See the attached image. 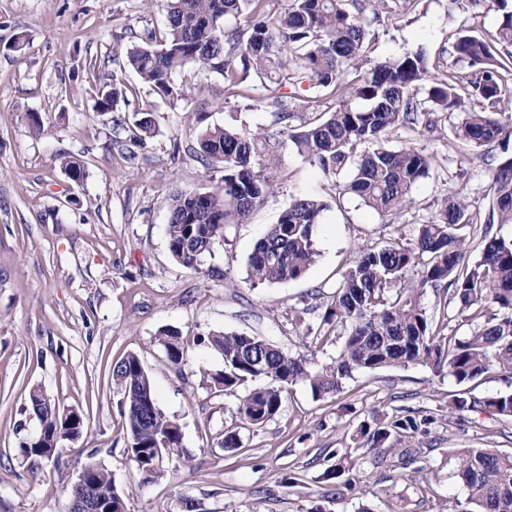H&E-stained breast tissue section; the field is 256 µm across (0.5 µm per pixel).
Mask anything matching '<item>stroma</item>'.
Segmentation results:
<instances>
[{
    "label": "stroma",
    "instance_id": "obj_1",
    "mask_svg": "<svg viewBox=\"0 0 512 512\" xmlns=\"http://www.w3.org/2000/svg\"><path fill=\"white\" fill-rule=\"evenodd\" d=\"M390 13L368 30L375 60L420 52L432 74H466L452 35L466 28L494 33L498 15L467 8L464 0H389ZM167 0H0V512H67L69 491L83 466L109 468L126 512H180L195 500L199 512H459L467 493L454 474L451 448H495L512 453V419L472 413L465 427L448 419L450 376L421 365L360 371L341 395L317 399L302 383L289 386L282 408L258 428L240 425L236 408L255 382L233 393L215 389L222 357L194 337L216 332L257 335L313 365L330 364L340 343L305 345L289 320L314 291L331 294L339 271L360 248L384 246L430 221L448 188L459 189L475 216L460 228L470 255L484 246L480 225L492 209L489 170L480 150L459 143L457 115L439 122L417 143L435 158L395 220L339 197L334 177L281 140L270 169L275 193L248 223L229 225L200 269L179 265L166 236V200L178 190L222 192V171L206 169L191 151L206 125L247 126L279 133L273 112L225 97L216 72L186 66L175 76L185 96L153 101L157 133L124 161L110 115L94 112L103 74L117 72L135 36L161 30ZM39 115L44 135L29 125ZM79 158L81 181L61 167ZM310 195L327 208L315 230L318 255L301 279L253 285L247 264L257 241L293 197ZM191 337L182 369L167 361L156 338L163 329ZM136 354L160 408L182 430L181 456L164 457L162 474L144 480L126 452L121 396L112 366ZM40 388L61 405L81 410L82 436L63 444L60 458H27L19 445L38 433L29 392ZM409 407L437 422L418 437L432 489L414 490L411 478L388 477L351 436L370 412L392 415ZM239 449L227 450L225 433ZM351 449L360 486L333 494L322 481L325 454ZM293 476L287 484L285 476Z\"/></svg>",
    "mask_w": 512,
    "mask_h": 512
}]
</instances>
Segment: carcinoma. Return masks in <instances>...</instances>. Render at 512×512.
Returning <instances> with one entry per match:
<instances>
[{
    "mask_svg": "<svg viewBox=\"0 0 512 512\" xmlns=\"http://www.w3.org/2000/svg\"><path fill=\"white\" fill-rule=\"evenodd\" d=\"M268 0H167L163 31L148 33L141 44L125 49L123 68L132 70L149 92L169 102L184 98L174 81L176 72L193 64L220 73L224 93L240 96L254 73L261 83L255 105L272 109L283 124L281 135L297 152L325 174L347 180L341 192L358 197L368 208L396 216L411 200L415 184L427 177L433 157L409 143L390 147L401 129L432 130L440 115L457 113L458 139L473 148L512 140V0H466L473 8H493L499 23L488 39L462 29L453 44L457 60L467 63L465 76L431 74L421 53L374 61L369 55L370 19L349 10L348 0H289L288 8L272 18ZM247 13V29L237 35L224 30V17ZM358 73L359 83L344 76ZM308 83L310 93L290 100L281 88ZM429 84L427 97L419 90ZM336 97V109L320 112L296 128L289 124L298 111H315L323 95ZM136 89L121 82L99 87L95 110L112 114L113 126L124 129L132 144H143L156 133L152 114L141 107L126 114L121 101ZM365 101L362 109L348 98ZM197 154L209 170L224 172L221 193L196 200L197 191L185 190L167 201L166 235L173 258L196 269L224 239L230 224L246 222L275 187L267 175L276 139L261 130L213 125L197 135ZM492 211L483 229L487 242L474 260L457 230L475 223L459 190L442 197L435 217L419 225L412 237L382 247L364 248L340 272L327 303L315 302L290 311L289 322L305 330L314 347L344 337L333 363L319 368L308 358L291 355L262 336L218 332L207 344L218 352L224 370L214 386L228 394L247 381L265 384L240 399L237 417L244 425L260 427L281 410L288 386L305 383L312 395H338L344 380L355 371L424 365L446 373L459 383L476 384L492 368L512 374V244L489 236L491 224H512V157L489 164ZM326 205L312 196H297L269 226L249 259L252 283H282L305 275L316 256L315 226ZM444 289L442 319L434 322L423 306L427 289ZM475 324L466 339L450 328L448 309ZM167 361L176 369L187 362V340L178 330H164L157 338ZM112 382L121 401L128 431L127 452L147 478L161 475L153 467L161 455L182 449L179 425L158 406L150 377L140 358L128 354L112 367ZM30 407L43 435L20 443L25 457H40L59 441L78 438L84 417L72 421L64 410L37 388L30 391ZM448 410L462 420L469 413H491L512 418V393L478 398L468 392L448 397ZM436 419L403 411L398 415L371 412L351 440L373 451L376 463L392 472L409 468L418 474L419 491L430 489L426 466L419 464L415 437L430 433ZM457 477L467 491V512H512V454L495 448H454ZM322 478L331 482L350 475L357 461L346 448L328 453ZM99 495L114 504L123 500L112 472L101 468Z\"/></svg>",
    "mask_w": 512,
    "mask_h": 512,
    "instance_id": "carcinoma-1",
    "label": "carcinoma"
}]
</instances>
